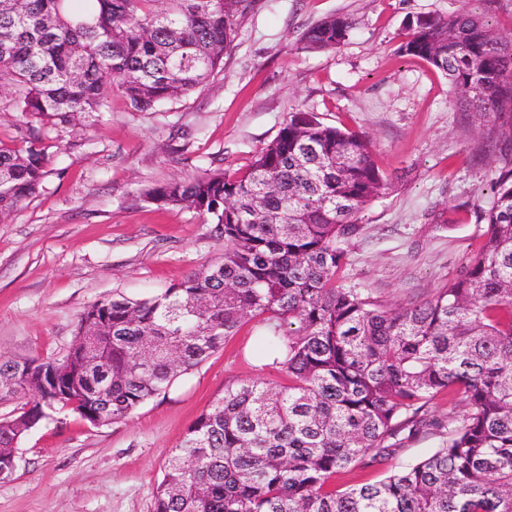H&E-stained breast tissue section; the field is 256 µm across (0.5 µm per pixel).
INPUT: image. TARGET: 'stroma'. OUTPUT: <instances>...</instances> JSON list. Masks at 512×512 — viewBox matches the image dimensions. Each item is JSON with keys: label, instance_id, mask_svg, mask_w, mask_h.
<instances>
[{"label": "stroma", "instance_id": "35a3bbf8", "mask_svg": "<svg viewBox=\"0 0 512 512\" xmlns=\"http://www.w3.org/2000/svg\"><path fill=\"white\" fill-rule=\"evenodd\" d=\"M465 6L512 38V0H254L208 85L152 112L113 94L109 111L63 132L82 144L58 150L39 193L0 217V353L62 356L93 303L152 296L220 260L224 242L206 216L158 207L147 190L245 170L296 110L368 136L390 181L344 244L343 284L398 307L450 283L482 242L477 215L503 163L481 149L485 119L460 111L447 78L399 47L412 16ZM334 14L352 24L345 43L300 49V34ZM259 327L244 324L125 420L95 426L61 411L29 432L0 480V512H153L169 453L226 384H287Z\"/></svg>", "mask_w": 512, "mask_h": 512}]
</instances>
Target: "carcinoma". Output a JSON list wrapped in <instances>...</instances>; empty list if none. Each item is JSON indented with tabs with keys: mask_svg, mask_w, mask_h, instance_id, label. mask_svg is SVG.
<instances>
[{
	"mask_svg": "<svg viewBox=\"0 0 512 512\" xmlns=\"http://www.w3.org/2000/svg\"><path fill=\"white\" fill-rule=\"evenodd\" d=\"M252 2L0 0V87L21 117L0 141V215L38 192L52 132L107 111L114 91L150 112L205 85ZM351 29L331 15L299 43L335 49ZM401 50L487 119L484 147L504 161L482 243L453 281L396 309L340 283L343 243L390 184L371 139L295 111L244 172L147 191L207 216L224 256L155 296L87 308L76 335L102 337L98 373L75 348L25 367L0 355V403L35 396L0 418L1 467L16 428L60 410L128 418L257 319L288 385H225L169 454L153 512H512V43L463 10L416 16ZM440 394L448 414L430 418ZM424 426L442 434L429 456L336 487L337 473L396 456Z\"/></svg>",
	"mask_w": 512,
	"mask_h": 512,
	"instance_id": "cac0c4a2",
	"label": "carcinoma"
}]
</instances>
